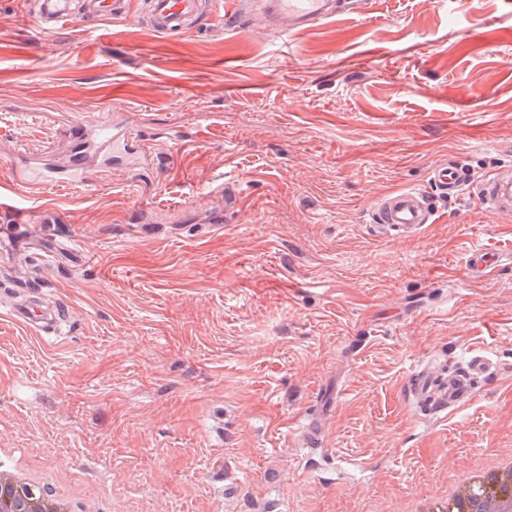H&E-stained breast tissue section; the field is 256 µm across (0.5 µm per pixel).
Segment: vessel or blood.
Returning <instances> with one entry per match:
<instances>
[{"mask_svg": "<svg viewBox=\"0 0 512 512\" xmlns=\"http://www.w3.org/2000/svg\"><path fill=\"white\" fill-rule=\"evenodd\" d=\"M358 0H265L258 16L269 30L280 36L305 30L342 14L354 13ZM211 0H141L145 23L156 33L175 38L195 30L211 10ZM35 18L42 31H51L64 21L78 17L95 20L117 18L129 10V0H34ZM137 139L122 128L112 114L101 113L74 125L66 148L62 151H36L28 162L15 171L19 216L39 213L42 223L52 217L39 204L36 189L53 184L86 189L94 186L113 159L139 158ZM429 180L441 196L454 198L466 190L468 177L455 161L448 160L431 169ZM480 205L489 209L512 207V182L500 173L488 176L475 190ZM434 210L428 196L410 188L397 191L374 203L371 222L382 233L403 230L419 231L431 223ZM10 316L25 325L47 326L53 313L38 301L14 304ZM485 353H473L465 365L449 368L439 360L416 370L410 388L417 396V410L425 416H438L469 402L488 370Z\"/></svg>", "mask_w": 512, "mask_h": 512, "instance_id": "1", "label": "vessel or blood"}]
</instances>
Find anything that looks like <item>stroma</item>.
<instances>
[{
    "mask_svg": "<svg viewBox=\"0 0 512 512\" xmlns=\"http://www.w3.org/2000/svg\"><path fill=\"white\" fill-rule=\"evenodd\" d=\"M226 2L168 39L134 8L47 33L0 0V299L36 281L67 309L51 332L0 314V449L81 512H409L512 450V210L436 197L388 237L371 208L434 195L450 158L471 187L512 165V9L363 0L277 38ZM103 111L147 163L14 221L23 152ZM474 350L473 399L420 415L411 371ZM434 210L428 196L416 188L387 195L374 203L371 223L381 233L395 234L402 230L420 231L432 222Z\"/></svg>",
    "mask_w": 512,
    "mask_h": 512,
    "instance_id": "stroma-1",
    "label": "stroma"
}]
</instances>
